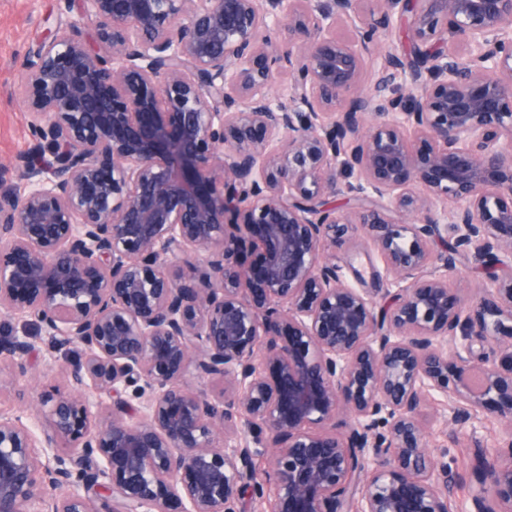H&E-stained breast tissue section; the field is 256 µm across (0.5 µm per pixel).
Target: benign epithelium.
Wrapping results in <instances>:
<instances>
[{"label": "benign epithelium", "mask_w": 512, "mask_h": 512, "mask_svg": "<svg viewBox=\"0 0 512 512\" xmlns=\"http://www.w3.org/2000/svg\"><path fill=\"white\" fill-rule=\"evenodd\" d=\"M65 4L0 192V309L65 386L0 415V512H241L266 454L276 512H453L427 398L512 426V0ZM477 453L512 512V439ZM368 253L365 250L352 249L350 251H336V265L340 266L344 278L356 284L354 277L362 280L363 288H374L372 272L376 269H381L382 265L376 253L369 247ZM478 275L471 267L459 265L455 273L448 275V287L457 288L462 295H466L472 288L478 286Z\"/></svg>", "instance_id": "obj_1"}]
</instances>
